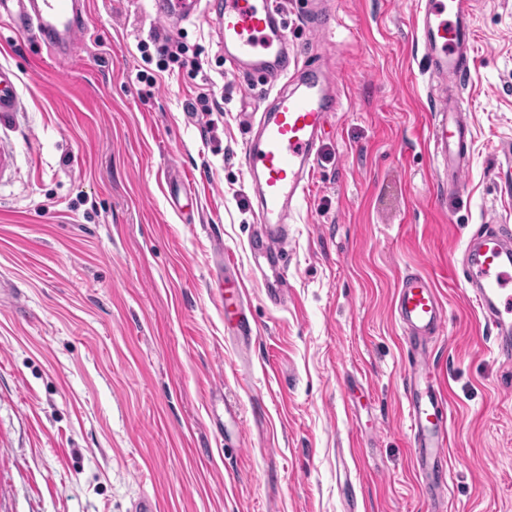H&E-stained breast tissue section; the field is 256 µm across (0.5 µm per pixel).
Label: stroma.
<instances>
[{
  "instance_id": "1",
  "label": "stroma",
  "mask_w": 512,
  "mask_h": 512,
  "mask_svg": "<svg viewBox=\"0 0 512 512\" xmlns=\"http://www.w3.org/2000/svg\"><path fill=\"white\" fill-rule=\"evenodd\" d=\"M291 53L338 80L288 244V300L248 241V122L269 84L232 71L215 29L149 0H88L52 56L0 18L27 110L0 131V512H429L411 462L393 316L420 270L448 310L432 356L451 410L450 512H512V365L467 293L462 253L512 228V0H478L463 194L439 196L424 142L439 83L418 0H282ZM202 71L144 65L153 37ZM148 70L154 87L138 75ZM217 112L189 114L199 94ZM224 240L233 267L211 250ZM242 277L243 351L212 272ZM234 406L229 416L226 406Z\"/></svg>"
}]
</instances>
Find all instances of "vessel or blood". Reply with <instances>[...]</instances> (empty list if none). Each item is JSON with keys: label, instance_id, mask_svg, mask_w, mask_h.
<instances>
[{"label": "vessel or blood", "instance_id": "vessel-or-blood-1", "mask_svg": "<svg viewBox=\"0 0 512 512\" xmlns=\"http://www.w3.org/2000/svg\"><path fill=\"white\" fill-rule=\"evenodd\" d=\"M16 3L18 13L36 38L56 54H68L84 31L79 20L80 0H0V10ZM476 0H420L418 27L421 44L434 74L442 84L435 98L427 146L445 174L441 191L461 192L459 178L470 159L472 130L466 107L457 90L467 76L473 51V11ZM158 18L213 22L224 57L233 67L258 73L285 70L288 36L278 0H224L213 14L200 0H151ZM294 89H281L271 109L255 118L256 133L245 144L247 171L257 184L258 231L249 240L253 254L274 267V281L265 294L275 304L288 295V274L283 254L291 226L308 195L329 113L341 103L335 78L320 68L298 66ZM18 90V76L0 66V116L26 109ZM463 268L470 298L495 331V344L504 363L512 362V236L499 226L487 225L469 240ZM395 317L408 352L403 381L406 422L411 438L415 473L428 496L431 512H448L449 414L446 394L431 356V342L446 322L440 291L425 273L413 271L401 280L394 300ZM224 320L234 329L236 342L250 346V293L243 280L224 285Z\"/></svg>", "mask_w": 512, "mask_h": 512}]
</instances>
